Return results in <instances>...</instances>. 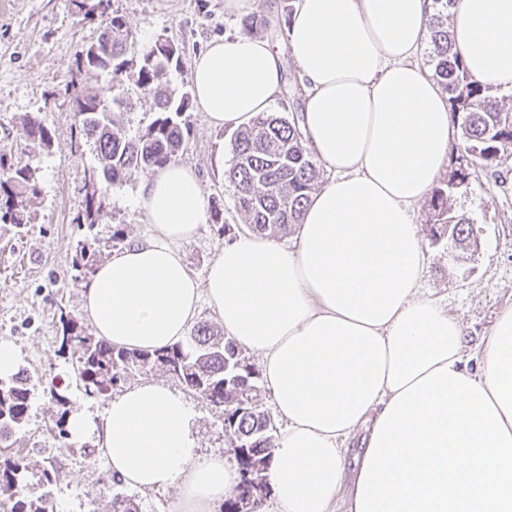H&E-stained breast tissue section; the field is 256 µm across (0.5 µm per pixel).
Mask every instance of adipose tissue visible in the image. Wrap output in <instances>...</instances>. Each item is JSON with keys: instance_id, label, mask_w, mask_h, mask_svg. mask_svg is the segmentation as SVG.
<instances>
[{"instance_id": "adipose-tissue-1", "label": "adipose tissue", "mask_w": 512, "mask_h": 512, "mask_svg": "<svg viewBox=\"0 0 512 512\" xmlns=\"http://www.w3.org/2000/svg\"><path fill=\"white\" fill-rule=\"evenodd\" d=\"M434 0H295L286 49L304 83L300 129L330 171L287 247L245 233L197 279L179 248L206 222L197 172L174 162L135 203L152 236L100 265L82 289L94 334L153 351L185 336L208 300L225 336L261 360L286 422L259 512H512V306L466 359L460 319L422 290L414 206L455 136L448 96L416 55ZM451 34L468 71L512 92V0H457ZM265 38L218 37L194 59L198 108L215 127L267 111L283 87ZM190 401L162 382L126 387L103 412L74 406L113 476L177 487L179 512H216L239 482L223 455L199 456ZM361 437L346 470L342 444Z\"/></svg>"}]
</instances>
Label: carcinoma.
I'll use <instances>...</instances> for the list:
<instances>
[{
	"label": "carcinoma",
	"mask_w": 512,
	"mask_h": 512,
	"mask_svg": "<svg viewBox=\"0 0 512 512\" xmlns=\"http://www.w3.org/2000/svg\"><path fill=\"white\" fill-rule=\"evenodd\" d=\"M77 14L98 21L112 30V38L81 48L76 54L77 75L86 80L71 95V111L79 117L80 132L92 141L96 165L85 180V213L76 217L77 227L92 228L106 212L110 187L125 182L138 170H159L175 161L187 145L185 114L193 103L191 89L175 92L167 88L171 71L182 65L184 48L160 34L143 47L137 57L127 56L133 34L124 18L110 9V0H73ZM454 0H435L436 13L428 23L431 33L429 63L433 76L448 94L449 111L461 131L462 162L451 169L445 186L430 198L427 236L448 237L463 255L478 249L473 222L455 212L452 195L468 187L472 171L499 165L512 148V106L471 76L454 51L448 27ZM270 19L259 9L241 21L242 32H267ZM108 77L112 88L97 86ZM130 83L152 98L154 117L132 134L122 115L131 109L122 86ZM31 145L42 151L51 148V133L38 116L25 120ZM233 161L224 172L235 191L238 213L248 230L274 236L288 233L296 225L309 196L317 190L321 163L304 146L298 110L262 112L235 131ZM38 195L35 169L20 160L10 162L0 155V220L30 223V203ZM98 251L86 239L73 245L72 268L89 271ZM60 350L76 358L80 382L86 395H106L137 374L164 369L173 379L200 394L223 417L224 435L230 452L242 468L246 462L272 464L275 444L272 433L262 431L264 385L259 371L237 344L214 335L207 322L197 323L186 339L155 351H130L79 331L77 321L60 316ZM31 373L23 370L0 378V499L11 503L10 512H49L50 501L31 503L25 487L30 464L13 453L16 436L24 429L31 401ZM49 394L59 407L55 421L59 436H68L66 418L71 411L68 397L50 383ZM112 512H139L134 498L116 493Z\"/></svg>",
	"instance_id": "cac0c4a2"
}]
</instances>
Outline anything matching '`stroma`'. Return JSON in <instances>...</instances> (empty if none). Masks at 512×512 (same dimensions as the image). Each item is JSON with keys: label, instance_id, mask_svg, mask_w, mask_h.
<instances>
[{"label": "stroma", "instance_id": "stroma-1", "mask_svg": "<svg viewBox=\"0 0 512 512\" xmlns=\"http://www.w3.org/2000/svg\"><path fill=\"white\" fill-rule=\"evenodd\" d=\"M111 6L124 15L133 33L129 54L138 55L161 34L184 47L181 69L169 76L176 90L188 85L193 59L209 40L240 30V17L225 15L224 0H209L205 13L199 12L197 0H111ZM98 35L97 22L78 17L71 0H0V154L29 162L40 188L30 224L0 222V340L17 347L20 368L55 379L72 404L92 412L102 411L107 399L87 396L77 386L72 359L60 350L59 317L83 318L85 277L72 268L70 245L79 235L75 219L85 209L80 188L96 163L64 90L73 78L78 50ZM33 114L51 132L50 151L26 145L23 120ZM186 120L190 134L180 159L195 167L208 205L219 206L224 223L231 226L226 234L218 225L204 224L198 237L182 247L188 268L201 278L226 235L245 233L246 226L219 167L220 157L232 154L231 129L213 128L196 109L187 112ZM143 178L138 172L111 188L109 214L87 237L103 258L111 256L104 245L114 230H123L130 243L150 237L151 227L134 205ZM454 204L473 221L478 249L459 261L448 241H425L428 263L422 288L444 299L475 343L489 333L500 310L512 304V149L497 169L477 171ZM185 396L198 414L201 455L227 452L218 411L198 393L189 390ZM58 411L43 385L33 384L29 421L13 448L33 466L25 493L33 501L50 499L53 512H108L112 474L95 454L94 438L74 442L59 437ZM50 466L60 467L61 476L48 488L39 474Z\"/></svg>", "mask_w": 512, "mask_h": 512}]
</instances>
